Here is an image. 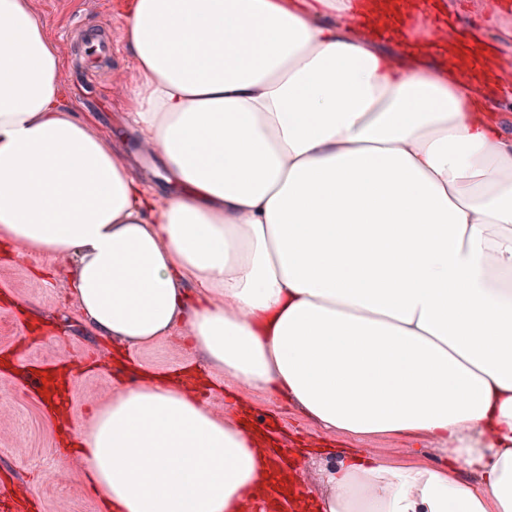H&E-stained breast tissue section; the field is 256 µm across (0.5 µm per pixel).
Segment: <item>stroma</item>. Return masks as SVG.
Returning <instances> with one entry per match:
<instances>
[{"instance_id": "1", "label": "stroma", "mask_w": 512, "mask_h": 512, "mask_svg": "<svg viewBox=\"0 0 512 512\" xmlns=\"http://www.w3.org/2000/svg\"><path fill=\"white\" fill-rule=\"evenodd\" d=\"M130 2L112 0L107 14L97 0H30L63 61L64 107L103 133L127 121L128 94L137 80L125 37ZM440 2L457 29L481 36L497 54L512 59V9L497 10L495 0ZM79 9L88 26L110 21L118 47L111 70L97 78L82 73L83 63L64 37ZM72 271L70 263L38 253L0 260V493L16 491L29 512H102L81 456H60L73 427L61 425L24 385L26 371L37 366L57 368L59 384L69 390L77 427L83 429L90 426L93 410L134 374L162 378L188 370L195 396L216 415L251 425L277 413L309 496L325 493L322 470L347 447V440L326 434L292 401L233 385L185 336H163L140 346L95 334L84 323L71 289ZM360 446L397 464L439 460L433 445L409 437H371Z\"/></svg>"}]
</instances>
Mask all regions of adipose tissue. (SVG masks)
Listing matches in <instances>:
<instances>
[{
    "label": "adipose tissue",
    "mask_w": 512,
    "mask_h": 512,
    "mask_svg": "<svg viewBox=\"0 0 512 512\" xmlns=\"http://www.w3.org/2000/svg\"><path fill=\"white\" fill-rule=\"evenodd\" d=\"M427 0H133L129 127L63 108L28 0H0V245L75 262L97 334L188 327L234 385L351 446L318 512H512V62H456ZM399 46L392 59L378 43ZM157 158L167 196L120 149ZM405 436L442 457L357 448ZM70 443L106 512H239L251 432L144 377ZM475 483L461 480V473ZM356 446L364 448L368 454L397 464L436 463L440 458L433 445L409 437H371L361 440Z\"/></svg>",
    "instance_id": "obj_1"
}]
</instances>
